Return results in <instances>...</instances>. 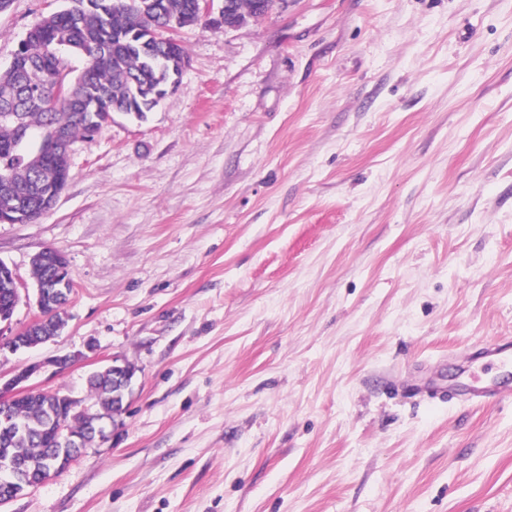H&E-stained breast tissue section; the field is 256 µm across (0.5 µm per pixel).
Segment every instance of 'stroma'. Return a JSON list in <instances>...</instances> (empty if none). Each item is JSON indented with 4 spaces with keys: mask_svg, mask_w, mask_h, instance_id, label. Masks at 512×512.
Returning a JSON list of instances; mask_svg holds the SVG:
<instances>
[{
    "mask_svg": "<svg viewBox=\"0 0 512 512\" xmlns=\"http://www.w3.org/2000/svg\"><path fill=\"white\" fill-rule=\"evenodd\" d=\"M10 0L0 70L39 16ZM145 119L74 141L33 223L0 224L22 287L61 250L67 326L0 375L90 396L136 369L111 439L0 512H512V375L433 403L512 340V0H288L178 33Z\"/></svg>",
    "mask_w": 512,
    "mask_h": 512,
    "instance_id": "1",
    "label": "stroma"
}]
</instances>
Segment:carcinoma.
<instances>
[{
  "instance_id": "carcinoma-1",
  "label": "carcinoma",
  "mask_w": 512,
  "mask_h": 512,
  "mask_svg": "<svg viewBox=\"0 0 512 512\" xmlns=\"http://www.w3.org/2000/svg\"><path fill=\"white\" fill-rule=\"evenodd\" d=\"M234 13L246 20L266 16L259 0H233ZM201 16L197 0H74V5L40 16L31 35L17 49L20 63L0 72V96L15 94L17 110L27 127L35 131L47 123L68 118L72 138L91 136L119 111L143 117L151 100L168 93L188 60L181 44L165 51L156 38L162 26L189 27ZM82 57L80 71L64 72L62 53ZM99 105L98 117L82 119L66 99L70 79ZM13 125L0 122V210L21 208L25 222L40 217L42 208L37 181H66L69 166L53 165L48 154L15 156ZM91 392L112 408V378L90 385ZM56 412L45 397H27L14 404L11 422L0 423V497L4 488L19 486L9 461L22 457L39 466L55 447L48 430Z\"/></svg>"
}]
</instances>
